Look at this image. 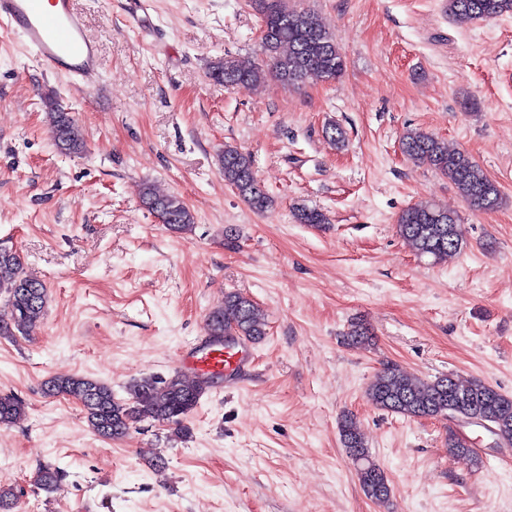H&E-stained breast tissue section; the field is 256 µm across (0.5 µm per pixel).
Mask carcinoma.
<instances>
[{
	"mask_svg": "<svg viewBox=\"0 0 512 512\" xmlns=\"http://www.w3.org/2000/svg\"><path fill=\"white\" fill-rule=\"evenodd\" d=\"M262 16L260 48L265 60L251 63L222 58L210 68L211 80L221 86L254 85L273 78L284 86H304L341 78L347 61L336 40L319 16L308 9L288 8L284 0H254ZM448 12L467 20H492L512 13V0H447ZM44 106L55 146L68 153L83 147L76 123L51 95ZM403 152L413 161L426 164L454 185L463 201L479 211L495 209L500 192L484 169L468 154L448 149V142L433 134L406 131L401 138ZM220 164L224 182L256 211L265 209L269 196L257 179L252 156L241 148L224 146ZM141 202L156 213L162 223L176 232L193 228L194 216L177 194H159L148 184L140 187ZM300 224H325L326 216L306 207L295 211ZM399 235L420 257L439 263L459 252L464 242L456 214L430 202L409 206L397 221ZM47 303L44 282L28 275L17 252L0 249V336L28 335L41 323ZM209 336L214 341L231 333L249 340L267 335V322L251 299L229 293L224 305L207 315ZM351 345H366L371 340L364 324L353 322L345 334ZM207 380L186 377L179 372L168 378L154 375L133 379L125 387L126 396L117 397L108 383L88 376H53L44 384L48 396H68L78 401L91 429L101 437H124L143 418L168 425L175 434L187 435L184 419L199 403ZM367 398L376 408L407 418L419 419L448 414V406L459 412L478 411L492 419L498 438L512 446V397L480 380L463 384L437 377L420 380L397 364H386L367 388ZM26 414V404L14 394L0 393V427L12 426ZM341 444L353 465L365 494L377 503L390 497V486L380 465L372 457L360 434L354 414L347 411L339 420ZM62 478L60 468L39 467L34 485L53 491ZM0 512H21L19 496L12 488L0 487Z\"/></svg>",
	"mask_w": 512,
	"mask_h": 512,
	"instance_id": "carcinoma-1",
	"label": "carcinoma"
}]
</instances>
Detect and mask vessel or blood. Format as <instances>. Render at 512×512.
Instances as JSON below:
<instances>
[{"label": "vessel or blood", "mask_w": 512, "mask_h": 512, "mask_svg": "<svg viewBox=\"0 0 512 512\" xmlns=\"http://www.w3.org/2000/svg\"><path fill=\"white\" fill-rule=\"evenodd\" d=\"M0 23L18 32L51 73L88 88L98 80V48L74 0H0ZM195 375L244 370V356L219 345L201 343L184 355Z\"/></svg>", "instance_id": "1"}]
</instances>
